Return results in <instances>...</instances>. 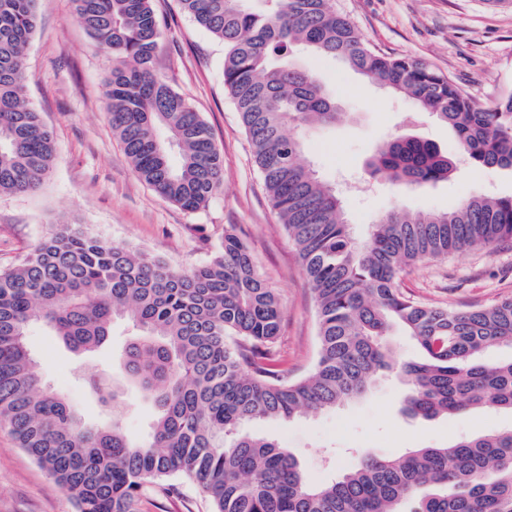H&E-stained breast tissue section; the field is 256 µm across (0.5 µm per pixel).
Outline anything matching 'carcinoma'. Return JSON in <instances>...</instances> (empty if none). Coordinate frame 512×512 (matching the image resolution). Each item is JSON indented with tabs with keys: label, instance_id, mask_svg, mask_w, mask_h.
Here are the masks:
<instances>
[{
	"label": "carcinoma",
	"instance_id": "cac0c4a2",
	"mask_svg": "<svg viewBox=\"0 0 512 512\" xmlns=\"http://www.w3.org/2000/svg\"><path fill=\"white\" fill-rule=\"evenodd\" d=\"M73 2L112 56L105 109L137 178L185 210L205 207L221 186L223 157L188 98L153 73L164 34L153 0ZM246 2L180 0L224 44V88L313 290L319 351L311 371L291 380L281 368L273 352L279 300L234 228L207 263L176 269L57 224L0 271V425L77 512H138L145 490L174 498L181 481L197 483L213 512H512V427L367 456L320 485L278 442L241 430L361 398L384 372L404 381L402 412L411 417L512 412V359L482 361L487 350L512 346V296L444 308L400 287L415 264L512 241V196H477L447 212L396 208L355 239L336 189L315 175L303 147L304 129L336 123V99L286 58L300 46L342 58L446 124L469 162L491 171L512 170V95L475 103L432 64L373 48L330 0ZM35 27L36 0H0V194L39 189L55 159L53 134L26 95ZM367 167L373 178L414 189L456 171L438 145L402 135L375 147ZM117 318L134 329L117 368L158 406L144 441L124 433L115 390L112 424L87 425L41 383L27 344L39 324L92 358L110 345ZM395 325L416 342L418 360L394 358L386 336Z\"/></svg>",
	"mask_w": 512,
	"mask_h": 512
}]
</instances>
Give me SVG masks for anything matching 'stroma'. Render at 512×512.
I'll use <instances>...</instances> for the list:
<instances>
[{"instance_id":"35a3bbf8","label":"stroma","mask_w":512,"mask_h":512,"mask_svg":"<svg viewBox=\"0 0 512 512\" xmlns=\"http://www.w3.org/2000/svg\"><path fill=\"white\" fill-rule=\"evenodd\" d=\"M331 4L371 46L429 62L477 103L488 106L512 95V0ZM154 7L169 28L153 70L185 94L210 126L224 160L220 190L205 208L188 212L136 177L105 112L111 58L77 20L73 0H37V27L25 59L27 97L54 133L57 159L38 192L0 195V269L18 265L64 219L175 267L206 263L221 247L225 228L234 227L280 300L276 349L288 376L302 377L318 352L314 294L269 202L240 115L224 90V45L183 13L178 0H154ZM292 61L315 73L341 108L335 126L310 127L303 141L314 170L341 194L354 237L365 238L372 224L395 206L445 212L470 197L512 195L511 170L473 166L460 156L454 133L418 112L410 98L367 83L339 58L299 50ZM395 135L436 143L456 158L455 173L419 190L370 181L368 157L377 144ZM401 287L415 300L441 307L492 304L512 295V243L492 254L473 250L417 264L403 274ZM28 344L43 383L63 395L88 424H111V400L90 395L76 379L79 357L38 325L30 328ZM114 381L126 399L121 414L126 434L145 438L156 406L122 376ZM404 391L400 380L386 374L367 395L340 408L286 422L258 421L248 429L277 439L297 457L311 482L325 483L355 468L366 455L397 456L512 426V414L501 411L409 418L399 411ZM0 512H75L68 495L5 428H0ZM139 512H211V505L187 481L174 499L144 495Z\"/></svg>"}]
</instances>
